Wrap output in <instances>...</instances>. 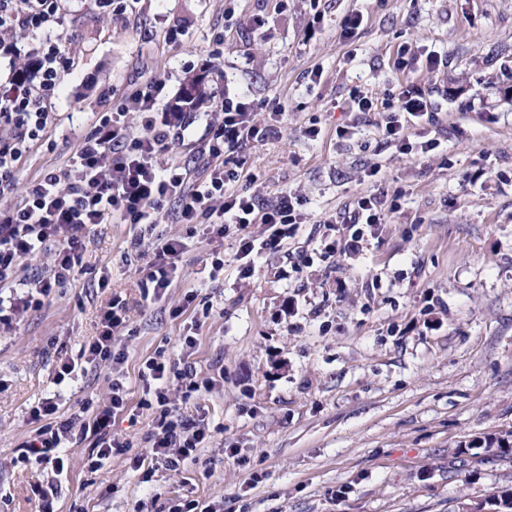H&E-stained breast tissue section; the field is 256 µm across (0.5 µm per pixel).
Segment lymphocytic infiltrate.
Masks as SVG:
<instances>
[{"mask_svg": "<svg viewBox=\"0 0 512 512\" xmlns=\"http://www.w3.org/2000/svg\"><path fill=\"white\" fill-rule=\"evenodd\" d=\"M67 15L63 0H0V50L16 51L15 35L29 38L24 55L26 77H12L0 88V194L16 175L20 162L54 124L55 102L70 59L62 47ZM165 89L156 83L128 95L113 112H104L85 134L63 167L31 180L23 197L14 204L0 205V289L10 291L9 311L0 314V325L11 324L29 309L42 306L56 284L74 276L82 264L86 230L119 220L153 228L168 203H176L177 221L185 233L156 237L147 241L136 257L140 262L142 289L161 294L170 288L190 239L203 235L223 239L230 229L240 233L236 260L240 277H252L262 255L280 251L306 223L299 196L281 190L269 203H259L253 195L235 190L242 179L254 180L245 167L247 154L265 141L272 125L283 122V108L269 115V124L258 127L254 102L240 94H225L222 118L211 126L204 151L210 158L205 178L191 181L185 167L165 161L173 132L188 122L186 112H160L156 103ZM136 113L137 126L126 121ZM433 119L423 94L409 87L400 92L398 105L384 121V136L405 154H426L437 147L423 130ZM397 210L384 196H358L345 219L353 231L346 243L358 249L365 229L389 223ZM253 224L264 225L262 235L249 233ZM50 255L49 269L41 276L26 277L25 261ZM126 299L113 296L100 317V327L82 351L85 364L97 367L109 362L123 364L126 355L115 346L129 321ZM145 383L142 405L154 410L150 430V457L134 456V469L151 477L156 469L179 470L181 464L197 459L209 440V429L201 420L178 413L171 389L192 397L210 390L213 380H198L191 367H179L164 351L147 358L140 369ZM122 384L112 386L109 397L83 403L80 412L59 420L54 399L39 400L29 411L37 429L23 445L22 463L30 469H52L55 478L35 483L39 512H54L53 503L61 494L59 481L66 467L62 448L71 439L92 437L88 455L90 472L105 468L112 455L129 452L130 440L114 435L112 424L125 408Z\"/></svg>", "mask_w": 512, "mask_h": 512, "instance_id": "obj_1", "label": "lymphocytic infiltrate"}]
</instances>
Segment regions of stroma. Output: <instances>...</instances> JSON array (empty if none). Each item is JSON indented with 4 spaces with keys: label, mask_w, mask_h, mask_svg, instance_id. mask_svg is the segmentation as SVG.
I'll list each match as a JSON object with an SVG mask.
<instances>
[{
    "label": "stroma",
    "mask_w": 512,
    "mask_h": 512,
    "mask_svg": "<svg viewBox=\"0 0 512 512\" xmlns=\"http://www.w3.org/2000/svg\"><path fill=\"white\" fill-rule=\"evenodd\" d=\"M64 6L72 66L58 120L0 202L61 167L98 114L132 90L164 83L166 112L201 75L207 99L168 159L203 174L224 87L255 100L261 126L285 104L278 133L248 156L257 182L238 186L262 200L294 191L309 218L245 280L237 232L218 250L197 241L158 301L144 298L138 265L126 260L137 227L87 232L74 278L0 329V512H37L31 487L52 477L17 460L39 399L55 397L64 419L120 382L126 408L113 430L150 453L140 368L160 348L216 380L200 398L171 393L183 416L208 423L205 448L146 483L125 455L89 473L91 440H71L57 512H168L192 499L216 512H457L511 489L512 454L487 439L512 432V0H138L110 15L94 0ZM353 11L365 21L349 44L341 22ZM170 25L180 30L174 43ZM403 46L438 51L444 63L398 69ZM408 84L436 115L428 136L438 146L423 156L402 154L380 127ZM356 87L372 93L375 111H352ZM314 123L316 141L304 135ZM345 125L353 136L337 137ZM371 192L398 211L348 251V208ZM327 215L336 224H322ZM327 241L338 244L329 258ZM216 253L223 275L202 280ZM116 294L129 304L117 339L126 362L54 385L59 356L80 355ZM186 335L193 348H183Z\"/></svg>",
    "instance_id": "obj_1"
}]
</instances>
